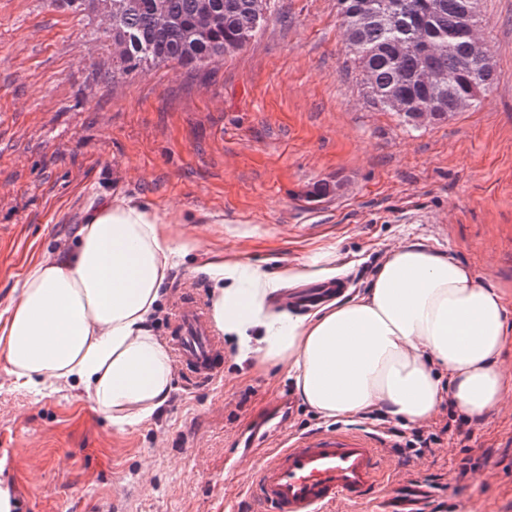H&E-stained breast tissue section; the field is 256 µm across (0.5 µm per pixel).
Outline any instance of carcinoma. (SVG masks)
Returning a JSON list of instances; mask_svg holds the SVG:
<instances>
[{"label":"carcinoma","mask_w":512,"mask_h":512,"mask_svg":"<svg viewBox=\"0 0 512 512\" xmlns=\"http://www.w3.org/2000/svg\"><path fill=\"white\" fill-rule=\"evenodd\" d=\"M345 44L361 69L373 103L393 110L390 98L410 110L396 114L418 128L413 109L430 113L428 122L448 120L460 103L480 102L494 71L478 74L466 49L454 41L468 0H339ZM201 0H112V74L143 66L177 64L193 70L242 50L262 28L258 15L272 16L271 0H207L219 22L204 25ZM454 75L451 86H430L420 79L424 63Z\"/></svg>","instance_id":"obj_1"}]
</instances>
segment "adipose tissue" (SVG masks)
<instances>
[{
  "instance_id": "adipose-tissue-1",
  "label": "adipose tissue",
  "mask_w": 512,
  "mask_h": 512,
  "mask_svg": "<svg viewBox=\"0 0 512 512\" xmlns=\"http://www.w3.org/2000/svg\"><path fill=\"white\" fill-rule=\"evenodd\" d=\"M166 224L151 206L107 198L89 208L73 245L28 267L0 313V355L15 386L84 392L120 431L167 404L173 365L151 321L190 244ZM207 272L209 319L239 359L286 368L321 417L380 406L418 423L449 399L479 423L508 387L499 361L512 312L500 289L418 239L392 248L362 293L307 314L272 310L269 299L308 268L271 275L220 260Z\"/></svg>"
}]
</instances>
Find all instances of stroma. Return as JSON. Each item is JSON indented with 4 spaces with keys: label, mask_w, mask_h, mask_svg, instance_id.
<instances>
[{
    "label": "stroma",
    "mask_w": 512,
    "mask_h": 512,
    "mask_svg": "<svg viewBox=\"0 0 512 512\" xmlns=\"http://www.w3.org/2000/svg\"><path fill=\"white\" fill-rule=\"evenodd\" d=\"M107 27L62 0H0V311L25 269L114 195L155 207L192 245L152 320L165 341L183 301L207 304L210 261L278 273L329 252L353 294L410 236L512 306V0H480L496 69L480 103L417 129L370 99L337 0H275L248 46L199 72L113 76ZM222 346L210 384L175 370L162 415L123 431L75 393L15 388L0 358L9 512H244L247 482L227 464L242 429L281 399L284 433L337 422L301 401L286 369ZM462 429L468 445L452 429L421 460L390 456L391 486L335 512H512V390ZM436 474L447 488L430 485Z\"/></svg>",
    "instance_id": "35a3bbf8"
}]
</instances>
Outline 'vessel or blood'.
<instances>
[{
	"label": "vessel or blood",
	"mask_w": 512,
	"mask_h": 512,
	"mask_svg": "<svg viewBox=\"0 0 512 512\" xmlns=\"http://www.w3.org/2000/svg\"><path fill=\"white\" fill-rule=\"evenodd\" d=\"M173 343L192 383L217 376L220 346L196 303L182 304ZM388 445L363 426L315 430L287 436L281 447L245 454L234 470L251 478L255 512H331L336 502L362 504L384 487L389 473L382 450Z\"/></svg>",
	"instance_id": "b4317fda"
}]
</instances>
